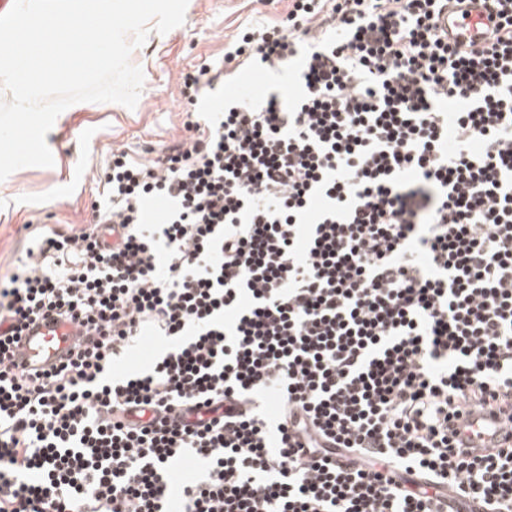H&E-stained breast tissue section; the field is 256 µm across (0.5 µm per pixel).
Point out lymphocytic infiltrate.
Masks as SVG:
<instances>
[{"mask_svg":"<svg viewBox=\"0 0 512 512\" xmlns=\"http://www.w3.org/2000/svg\"><path fill=\"white\" fill-rule=\"evenodd\" d=\"M448 3L290 0L180 94L258 67L295 95L113 151L90 224L30 228L0 280V512H512V444L469 422L512 431V0L469 47ZM46 317L80 342L19 367Z\"/></svg>","mask_w":512,"mask_h":512,"instance_id":"lymphocytic-infiltrate-1","label":"lymphocytic infiltrate"}]
</instances>
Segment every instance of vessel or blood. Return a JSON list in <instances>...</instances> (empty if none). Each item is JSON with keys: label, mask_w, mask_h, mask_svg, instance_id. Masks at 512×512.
Segmentation results:
<instances>
[{"label": "vessel or blood", "mask_w": 512, "mask_h": 512, "mask_svg": "<svg viewBox=\"0 0 512 512\" xmlns=\"http://www.w3.org/2000/svg\"><path fill=\"white\" fill-rule=\"evenodd\" d=\"M484 0H467L463 9L451 8L443 12L438 25L449 40L461 44L480 43L481 26L486 21ZM79 337L78 328L67 321L45 319L29 326L16 348L17 363L35 368H49L58 364Z\"/></svg>", "instance_id": "1"}]
</instances>
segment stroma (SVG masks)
Masks as SVG:
<instances>
[{"label":"stroma","instance_id":"1","mask_svg":"<svg viewBox=\"0 0 512 512\" xmlns=\"http://www.w3.org/2000/svg\"><path fill=\"white\" fill-rule=\"evenodd\" d=\"M289 0H189L183 25L150 32L130 60L144 83L135 108L116 103H77L46 135L50 167H25L0 181V277L8 274L26 243V225L71 230L89 223L96 176L113 150L140 157L181 136L189 119L180 95L181 72L218 61L238 29L256 19L279 20Z\"/></svg>","mask_w":512,"mask_h":512}]
</instances>
